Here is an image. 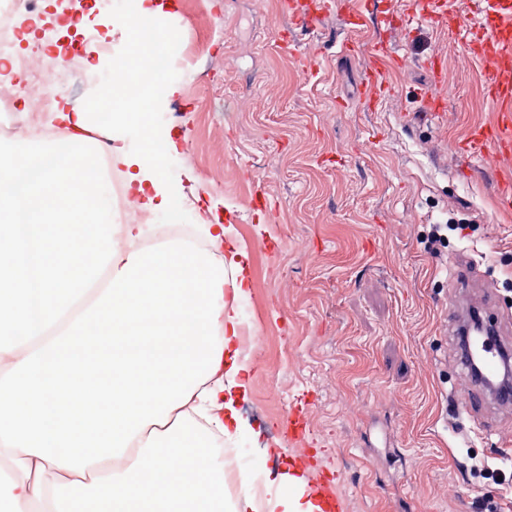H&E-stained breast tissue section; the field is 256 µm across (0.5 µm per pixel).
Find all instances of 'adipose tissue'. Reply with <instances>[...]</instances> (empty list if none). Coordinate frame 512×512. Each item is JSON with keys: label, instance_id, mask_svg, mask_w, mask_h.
<instances>
[{"label": "adipose tissue", "instance_id": "obj_1", "mask_svg": "<svg viewBox=\"0 0 512 512\" xmlns=\"http://www.w3.org/2000/svg\"><path fill=\"white\" fill-rule=\"evenodd\" d=\"M113 126L131 125L136 149L115 156L136 183L139 210L172 209L164 163L177 144L127 107L120 86L103 96ZM72 134L47 152L14 144L0 157V457L20 473L0 480L13 512H258L255 497L225 496L210 435L248 436L237 407L250 364L237 347L238 311L224 306V268L170 240L122 253L117 239L143 224H104L108 182L78 108L50 113ZM45 243L38 302L13 281V223ZM268 512H314L303 479L281 472Z\"/></svg>", "mask_w": 512, "mask_h": 512}]
</instances>
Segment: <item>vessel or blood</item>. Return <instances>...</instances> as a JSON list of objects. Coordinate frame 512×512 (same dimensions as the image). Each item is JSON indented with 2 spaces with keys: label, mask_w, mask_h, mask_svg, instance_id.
<instances>
[{
  "label": "vessel or blood",
  "mask_w": 512,
  "mask_h": 512,
  "mask_svg": "<svg viewBox=\"0 0 512 512\" xmlns=\"http://www.w3.org/2000/svg\"><path fill=\"white\" fill-rule=\"evenodd\" d=\"M332 5L333 0H282L281 8L290 19L291 37L320 28ZM415 9L421 21L447 22L457 16L458 0H415ZM477 11V20L465 28L466 46L471 57L485 64L486 100L494 119L491 123L473 126L457 143L456 149L486 164L512 156V0H478ZM393 61L394 57L385 43L373 46L362 82L363 100L367 107L376 108L391 95L392 87L385 79L384 68ZM427 69L435 90L421 97L420 107L426 117L440 123L445 118L443 97L437 92L443 84L440 58H431ZM471 349L481 357L485 371L495 370L501 352L496 337L476 338ZM476 387L472 376L463 373L457 376L454 395L459 413L474 415ZM314 405L315 397L308 391L289 400L281 425L289 441L313 442L311 413ZM347 483L346 474L337 467L308 481L307 493L316 512H345Z\"/></svg>",
  "instance_id": "obj_1"
}]
</instances>
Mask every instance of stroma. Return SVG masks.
I'll return each mask as SVG.
<instances>
[{"label":"stroma","mask_w":512,"mask_h":512,"mask_svg":"<svg viewBox=\"0 0 512 512\" xmlns=\"http://www.w3.org/2000/svg\"><path fill=\"white\" fill-rule=\"evenodd\" d=\"M476 0H461L452 23L412 22L406 31L369 10L358 32L343 13L310 35L324 54L313 73L277 47L288 23L277 0H179L166 18L167 50L185 64L170 75L177 93L156 113L185 110L178 128L158 133L196 138V165L167 157L177 189L191 188L179 212L201 221L205 202L220 197L235 215L231 238L247 254V297L224 270V304L244 310L261 343L248 354V395L237 408L259 442L243 438L246 470L263 494L272 453L296 448L271 434L261 404L283 415L288 399L313 391L312 426L326 463L346 470L347 512H512V499L479 468L491 441L454 412L451 389L459 339L447 332L449 267H472L460 299L491 295L492 311L512 313V214L494 211L512 159L479 164L454 150L479 123L492 121L482 66L462 30ZM405 57L387 66L393 96L371 109L361 79L376 40ZM441 57L447 120L430 121L419 96L432 85L424 64ZM128 57L121 35L89 64L82 102L104 91ZM216 75V90L196 97L197 75ZM263 186L266 211L252 194ZM277 240L276 252L263 249ZM266 453L255 452V444ZM471 487L468 497L451 487Z\"/></svg>","instance_id":"obj_1"}]
</instances>
